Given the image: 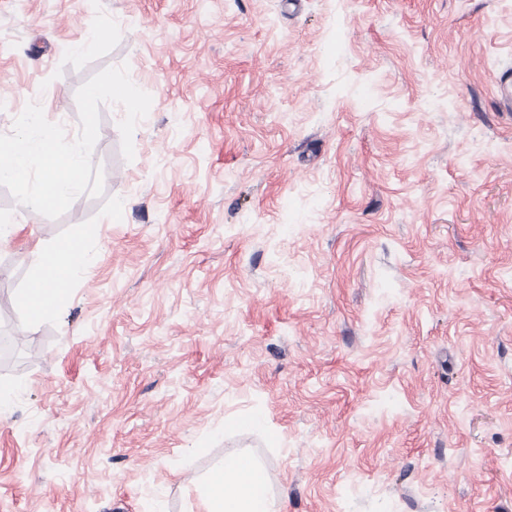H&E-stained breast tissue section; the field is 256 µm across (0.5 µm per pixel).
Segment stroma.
Returning a JSON list of instances; mask_svg holds the SVG:
<instances>
[{
	"label": "stroma",
	"mask_w": 512,
	"mask_h": 512,
	"mask_svg": "<svg viewBox=\"0 0 512 512\" xmlns=\"http://www.w3.org/2000/svg\"><path fill=\"white\" fill-rule=\"evenodd\" d=\"M122 64L104 197L0 187V512H200L242 454L283 512H512V0H0V134ZM79 251L80 255L76 256L73 247L62 245L46 252L43 267L25 294V302L30 311L29 327H34L43 317L52 313L61 299L59 291L61 288H38V286L50 280L52 276L65 282L67 278L76 277L91 266L93 257L85 248Z\"/></svg>",
	"instance_id": "stroma-1"
}]
</instances>
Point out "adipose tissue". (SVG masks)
<instances>
[{
	"label": "adipose tissue",
	"instance_id": "obj_1",
	"mask_svg": "<svg viewBox=\"0 0 512 512\" xmlns=\"http://www.w3.org/2000/svg\"><path fill=\"white\" fill-rule=\"evenodd\" d=\"M92 262L88 252L78 253L67 245L48 250L39 274L25 294L30 324H38L60 303L59 289L48 287V280L82 274ZM264 474V469L245 455L240 456L235 466L214 471L203 496L204 512H281L279 498L260 491Z\"/></svg>",
	"mask_w": 512,
	"mask_h": 512
}]
</instances>
